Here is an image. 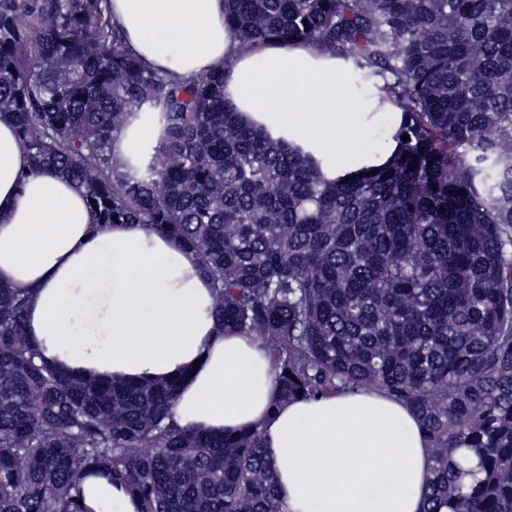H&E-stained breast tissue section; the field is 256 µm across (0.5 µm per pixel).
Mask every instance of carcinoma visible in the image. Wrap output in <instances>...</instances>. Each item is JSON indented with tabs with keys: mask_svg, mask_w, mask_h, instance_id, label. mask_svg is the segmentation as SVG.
Masks as SVG:
<instances>
[{
	"mask_svg": "<svg viewBox=\"0 0 512 512\" xmlns=\"http://www.w3.org/2000/svg\"><path fill=\"white\" fill-rule=\"evenodd\" d=\"M247 42H310L380 77L402 112L386 168L328 183L240 125L224 70L128 54L110 0H0V114L36 172L104 224L182 239L224 331L260 340L281 398L379 390L426 433L423 512H512V0H227ZM161 141L118 159L134 112ZM0 282V512H85L87 477L140 512H280L257 428L170 423L177 384L85 380L38 360Z\"/></svg>",
	"mask_w": 512,
	"mask_h": 512,
	"instance_id": "carcinoma-1",
	"label": "carcinoma"
}]
</instances>
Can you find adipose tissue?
Returning a JSON list of instances; mask_svg holds the SVG:
<instances>
[{"label": "adipose tissue", "mask_w": 512, "mask_h": 512, "mask_svg": "<svg viewBox=\"0 0 512 512\" xmlns=\"http://www.w3.org/2000/svg\"><path fill=\"white\" fill-rule=\"evenodd\" d=\"M129 52L189 79L224 72V104L263 137L300 148L330 182L387 166L400 112L351 61L309 43L243 42L225 0H111ZM390 134L365 149L375 125ZM162 113L139 112L112 144L127 158L157 144ZM0 281L27 294L25 333L41 361L104 380L180 381L182 429L259 427L281 512H422L429 470L415 414L382 392L279 400L261 342L222 331L196 251L140 224H103L84 193L31 172L12 119L0 116ZM86 512H139L123 484L90 478Z\"/></svg>", "instance_id": "obj_1"}]
</instances>
